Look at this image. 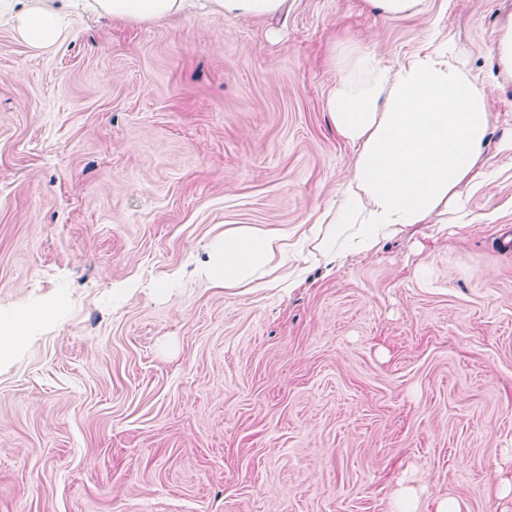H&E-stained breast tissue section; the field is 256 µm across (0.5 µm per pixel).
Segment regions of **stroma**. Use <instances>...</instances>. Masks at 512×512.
<instances>
[{
  "label": "stroma",
  "instance_id": "obj_1",
  "mask_svg": "<svg viewBox=\"0 0 512 512\" xmlns=\"http://www.w3.org/2000/svg\"><path fill=\"white\" fill-rule=\"evenodd\" d=\"M512 0H288L276 19L72 13L30 48L0 22V512H512ZM449 41L489 85L463 224H414L301 283L200 268L247 224L301 231L354 150L335 57ZM374 9L387 17H402L423 10L426 0H367ZM492 52L499 70L512 77V23L495 34Z\"/></svg>",
  "mask_w": 512,
  "mask_h": 512
}]
</instances>
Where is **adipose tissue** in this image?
<instances>
[{
  "instance_id": "ef3b65f1",
  "label": "adipose tissue",
  "mask_w": 512,
  "mask_h": 512,
  "mask_svg": "<svg viewBox=\"0 0 512 512\" xmlns=\"http://www.w3.org/2000/svg\"><path fill=\"white\" fill-rule=\"evenodd\" d=\"M231 16L272 18L286 0H0L7 18L33 49L54 45L76 9L130 22L161 21L198 3ZM339 79L324 107L336 132L355 149L352 173L329 219L302 236L316 260L331 265L368 254L411 224L459 206L458 190L482 159L491 133L484 81L447 45L414 53L396 69L351 49L334 62ZM288 231L226 229L211 243L203 269L228 288L270 283L293 256Z\"/></svg>"
}]
</instances>
